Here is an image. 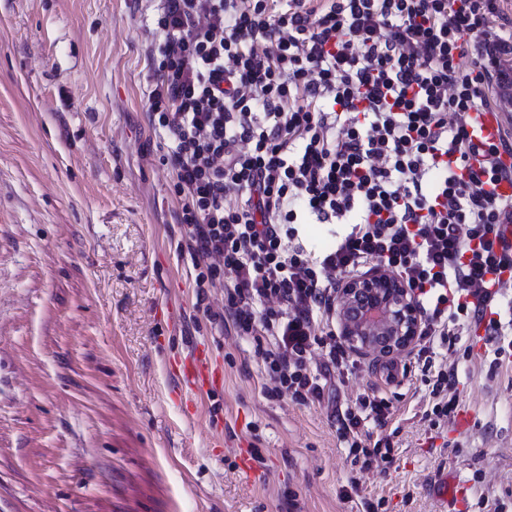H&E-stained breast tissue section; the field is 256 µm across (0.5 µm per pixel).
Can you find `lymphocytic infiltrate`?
<instances>
[{
  "label": "lymphocytic infiltrate",
  "mask_w": 512,
  "mask_h": 512,
  "mask_svg": "<svg viewBox=\"0 0 512 512\" xmlns=\"http://www.w3.org/2000/svg\"><path fill=\"white\" fill-rule=\"evenodd\" d=\"M506 0H162L149 121L170 140L177 221L196 285L225 287L234 333L262 347L274 393L330 398L348 366L336 337V274L395 272L422 311L415 366L439 425L459 403L435 346L484 328L512 338V116L479 170L467 127L512 54ZM237 207L225 206L227 196ZM301 224H341L328 251ZM324 361L314 364L315 350ZM390 405L360 395L342 412L353 455L391 462Z\"/></svg>",
  "instance_id": "f902f5d3"
}]
</instances>
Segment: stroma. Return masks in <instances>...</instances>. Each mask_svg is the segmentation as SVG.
I'll list each match as a JSON object with an SVG mask.
<instances>
[{
  "instance_id": "1",
  "label": "stroma",
  "mask_w": 512,
  "mask_h": 512,
  "mask_svg": "<svg viewBox=\"0 0 512 512\" xmlns=\"http://www.w3.org/2000/svg\"><path fill=\"white\" fill-rule=\"evenodd\" d=\"M154 0H0V512H512V357L466 334L459 409L429 428L420 376L351 352L336 405L268 396L254 343L198 293L181 200L151 127ZM208 348L224 383L180 401L174 358ZM389 399L392 463L353 474L334 409ZM258 454L241 479L237 448ZM357 489H350V479ZM433 494L443 504L442 512L448 510V501L460 502L464 499L466 490L465 485L456 481H449L448 472L439 473L431 484Z\"/></svg>"
}]
</instances>
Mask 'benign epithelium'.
I'll return each mask as SVG.
<instances>
[{"label":"benign epithelium","mask_w":512,"mask_h":512,"mask_svg":"<svg viewBox=\"0 0 512 512\" xmlns=\"http://www.w3.org/2000/svg\"><path fill=\"white\" fill-rule=\"evenodd\" d=\"M336 316L345 342L381 359L405 353L416 340L421 321L410 288L385 268L340 279Z\"/></svg>","instance_id":"7a95c632"}]
</instances>
